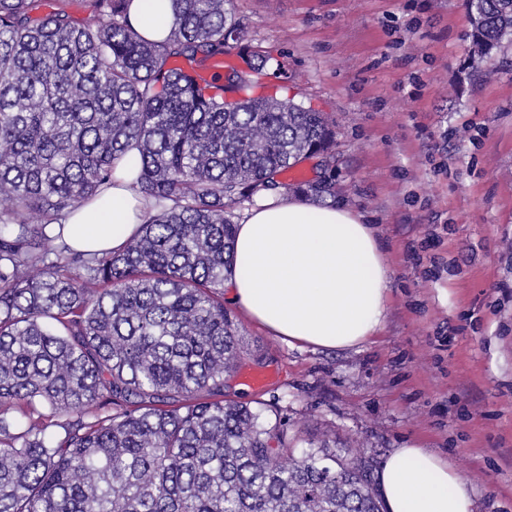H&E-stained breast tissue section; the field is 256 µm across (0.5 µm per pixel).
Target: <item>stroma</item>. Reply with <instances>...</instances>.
Instances as JSON below:
<instances>
[{"instance_id": "stroma-1", "label": "stroma", "mask_w": 512, "mask_h": 512, "mask_svg": "<svg viewBox=\"0 0 512 512\" xmlns=\"http://www.w3.org/2000/svg\"><path fill=\"white\" fill-rule=\"evenodd\" d=\"M273 83L331 114L304 161L322 205L379 233L382 329L362 345L288 344L242 320L229 394L272 400L290 432L361 443L374 464L415 444L469 481L475 512H512V44L469 63L466 0H228Z\"/></svg>"}]
</instances>
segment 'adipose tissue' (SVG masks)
Instances as JSON below:
<instances>
[{"mask_svg":"<svg viewBox=\"0 0 512 512\" xmlns=\"http://www.w3.org/2000/svg\"><path fill=\"white\" fill-rule=\"evenodd\" d=\"M135 29L163 39L171 0H132ZM139 158L116 162L112 184L66 213L69 244L93 253L121 248L148 206L134 190ZM389 271L377 232L346 209L268 193L237 228L226 285L244 315L272 335L320 349L352 348L376 335L387 313ZM386 512H474L467 481L448 460L415 445L394 449L377 472Z\"/></svg>","mask_w":512,"mask_h":512,"instance_id":"obj_1","label":"adipose tissue"}]
</instances>
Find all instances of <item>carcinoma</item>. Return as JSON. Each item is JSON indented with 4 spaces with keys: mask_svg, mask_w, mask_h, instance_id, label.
<instances>
[{
    "mask_svg": "<svg viewBox=\"0 0 512 512\" xmlns=\"http://www.w3.org/2000/svg\"><path fill=\"white\" fill-rule=\"evenodd\" d=\"M227 0H172L150 41L130 0L75 23L0 0V512H382L373 458L232 400L241 326L224 307L236 214L264 192L315 195L288 169L333 121L266 94ZM477 56L512 42V0H467ZM236 55L247 68L200 67ZM152 202L118 252L65 241L63 215L112 183L127 151ZM25 407V420L10 415Z\"/></svg>",
    "mask_w": 512,
    "mask_h": 512,
    "instance_id": "carcinoma-1",
    "label": "carcinoma"
}]
</instances>
